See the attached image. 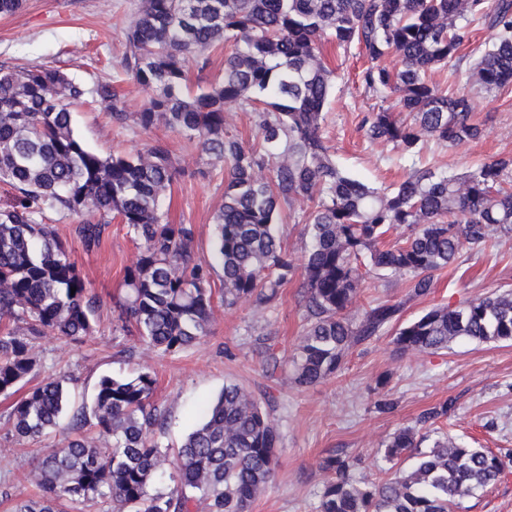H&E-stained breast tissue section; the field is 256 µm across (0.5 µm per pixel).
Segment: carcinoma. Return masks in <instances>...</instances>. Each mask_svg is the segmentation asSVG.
Here are the masks:
<instances>
[{
  "instance_id": "1",
  "label": "carcinoma",
  "mask_w": 512,
  "mask_h": 512,
  "mask_svg": "<svg viewBox=\"0 0 512 512\" xmlns=\"http://www.w3.org/2000/svg\"><path fill=\"white\" fill-rule=\"evenodd\" d=\"M475 22L494 38L467 81L493 95L512 85V0H140L110 83L89 87L58 68L0 64V184L12 190L0 206V397L13 399L38 371V338L82 343L96 333L97 297L48 213L79 218L75 233L87 250L114 218L134 230L139 247L125 268L119 320L150 349L177 355L219 317L213 265L196 259L192 225L161 211L184 167L159 138L127 156L89 149L72 117L87 101L118 126L175 131L210 165H224L214 254L222 302L268 304L301 275L305 326L292 369L300 386L335 374L355 346L399 319L401 300L356 306L367 275L406 280L412 300L429 295L434 273L463 250L511 240V155L462 174L417 165L429 139L456 148L483 135L471 95L430 81L445 68L460 76ZM226 44L223 78L190 91L188 69L205 72ZM328 45L359 47L365 90L394 96L364 118L367 138L392 144L409 163L392 189L341 170L321 137L336 74ZM391 57L400 67L388 66ZM122 81L146 93L134 112L116 87ZM231 105L255 114L256 142L225 135ZM286 210L304 224L298 265L276 231ZM402 227L407 236L386 242ZM458 338L512 342V291L436 306L400 326L393 342L403 353L437 352ZM155 389L149 370L101 377L91 402L70 415L74 437L42 452L30 473L35 495L11 512H86L98 500L112 501V512H248L275 474L280 444L258 399L225 384L173 452L153 438L163 424ZM68 398L64 380L47 378L13 399L12 436L34 441L58 427ZM450 410L444 403L394 432L381 444L383 460L419 447V429ZM355 465L349 455L322 460L319 512H453L503 471L491 449L444 432L407 472L366 481L352 476Z\"/></svg>"
}]
</instances>
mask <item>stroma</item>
I'll return each mask as SVG.
<instances>
[{
	"mask_svg": "<svg viewBox=\"0 0 512 512\" xmlns=\"http://www.w3.org/2000/svg\"><path fill=\"white\" fill-rule=\"evenodd\" d=\"M139 0H23L12 15H0V64L61 67L92 86L111 80L127 48V31ZM336 88L322 129L338 162L354 178L377 185L398 183L404 175L392 145L372 142L362 125L382 101L366 92L358 74L364 59L358 48L339 53ZM480 140L451 148L428 142L424 164L458 174L488 159L512 155V86L474 98ZM75 133L102 156L130 154L147 136L140 128L112 123L103 110L73 109ZM190 162L187 176L174 184L163 209L174 224L195 230V253L211 262L215 214L224 196V169L208 177ZM60 237L100 301L99 331L74 343L60 336L37 340L39 378L69 377L73 404L89 400L99 379L109 374L133 376L147 369L157 378L155 403L167 424L156 432L165 446L179 447L198 424L205 406L236 382L258 398L277 425L281 441L273 481L251 503L249 512H317L326 475L323 458L339 451L357 458L354 477L376 480L384 475L380 448L390 434L414 425L443 402H451L438 427L454 436L501 454L504 473L485 491L459 501L454 512H512V342L475 343L459 339L437 353H401L393 331L359 345L344 366L317 386L305 388L286 376L303 329L301 277H294L275 301L259 307L245 301L222 310L210 334L175 356L147 349L138 337L122 331L116 301L124 269L139 241L120 222L106 227L98 248L85 250L75 218L51 216ZM512 290V241H495L463 252L436 273L429 295L407 299L408 284L391 276L367 279L358 303L405 300L400 315L408 322L437 305L458 307L492 293ZM280 364L268 371V352ZM9 403L0 399V512L30 497L29 472L43 449L63 447L71 433L59 425L40 441L19 442L8 422Z\"/></svg>",
	"mask_w": 512,
	"mask_h": 512,
	"instance_id": "obj_1",
	"label": "stroma"
}]
</instances>
